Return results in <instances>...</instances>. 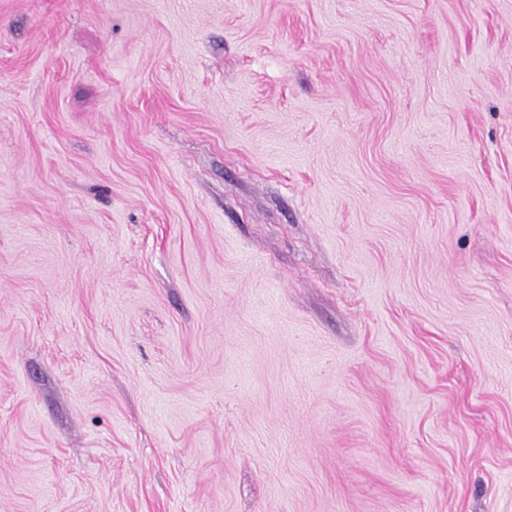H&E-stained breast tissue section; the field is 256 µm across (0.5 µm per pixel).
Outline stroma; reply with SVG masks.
<instances>
[{
	"instance_id": "1",
	"label": "stroma",
	"mask_w": 512,
	"mask_h": 512,
	"mask_svg": "<svg viewBox=\"0 0 512 512\" xmlns=\"http://www.w3.org/2000/svg\"><path fill=\"white\" fill-rule=\"evenodd\" d=\"M0 512H512V0H0Z\"/></svg>"
}]
</instances>
